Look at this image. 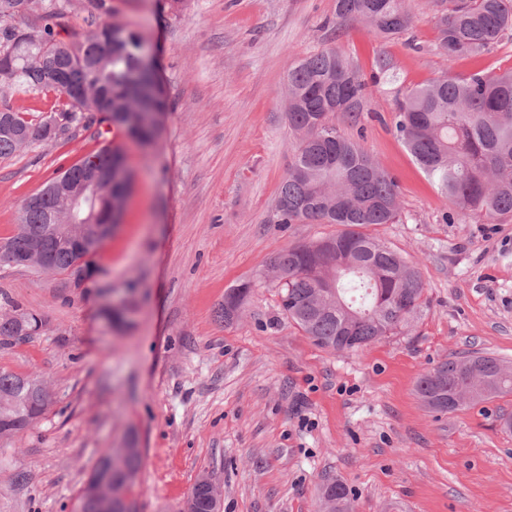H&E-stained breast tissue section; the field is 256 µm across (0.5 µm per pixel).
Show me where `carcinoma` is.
<instances>
[{
	"label": "carcinoma",
	"instance_id": "obj_1",
	"mask_svg": "<svg viewBox=\"0 0 512 512\" xmlns=\"http://www.w3.org/2000/svg\"><path fill=\"white\" fill-rule=\"evenodd\" d=\"M42 12L43 25L25 30L11 22L28 11ZM362 22L377 39L410 28L411 15L402 0H336V26ZM437 50L448 62L489 51L512 32V0H448L436 16ZM65 12L56 0H0V90L29 93L80 90L68 98L60 115L73 125L97 124L147 147L157 135L150 113L168 109L157 73L139 64L142 37L126 25L103 22L81 37H60ZM394 76L386 57L365 75L333 47L296 60L288 69V129L295 137L292 161L277 198L276 224H339L334 236L288 246L269 261L282 314L321 348H364L396 335L423 304L424 285L414 267L377 237L370 226L399 218L394 178L336 125L340 113L357 123L366 111L372 88ZM394 129L410 154L464 220L493 224L512 217V70L476 71L460 76L446 71L429 83L395 98ZM55 116L0 108V158L21 151L20 141L53 142L63 132L50 129ZM92 168L112 170V187L98 210L100 224L121 222L133 174L120 144L62 169L79 176ZM60 199L45 185L21 207L16 233L0 242V263L24 254L30 236L40 233L54 242L51 271L65 274L76 264L91 270L99 246L87 247L79 231L55 224L51 216ZM253 290L246 281L228 289L221 318H239ZM41 320L14 311L0 316V342L36 334ZM38 375L0 370V435L22 432L48 407ZM416 394L435 413L512 394V368L485 355L452 357L422 374ZM142 454L135 438L119 464L105 465L98 476L112 488L130 494L136 486ZM197 512H208L211 488L199 478L192 487ZM324 512H352L345 484L325 480L319 486Z\"/></svg>",
	"mask_w": 512,
	"mask_h": 512
}]
</instances>
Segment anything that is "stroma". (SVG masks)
I'll return each instance as SVG.
<instances>
[{
	"mask_svg": "<svg viewBox=\"0 0 512 512\" xmlns=\"http://www.w3.org/2000/svg\"><path fill=\"white\" fill-rule=\"evenodd\" d=\"M411 29L387 40L336 28V0H65L68 29L127 24L152 42L169 110L157 142L124 141L135 188L84 287L66 275L0 265V315L34 312L32 339L0 344V370L38 374L54 400L27 430L0 437V512H76L107 448L135 439L136 512H183L201 476L220 512H319L324 478L345 483L355 512H512V394L429 412L418 378L476 352L512 363V220L453 219L393 130L397 92L442 72L512 69V36L478 57L436 49L434 0H405ZM337 46L364 72L394 63L357 123L358 141L398 185L397 223L374 235L420 274L425 302L404 333L355 351L316 346L257 283L241 316L224 294L256 280L291 245L334 224H275L292 160L285 117L294 59ZM70 128L0 158V241L22 203L106 142ZM129 298L126 327L99 310Z\"/></svg>",
	"mask_w": 512,
	"mask_h": 512,
	"instance_id": "stroma-1",
	"label": "stroma"
}]
</instances>
